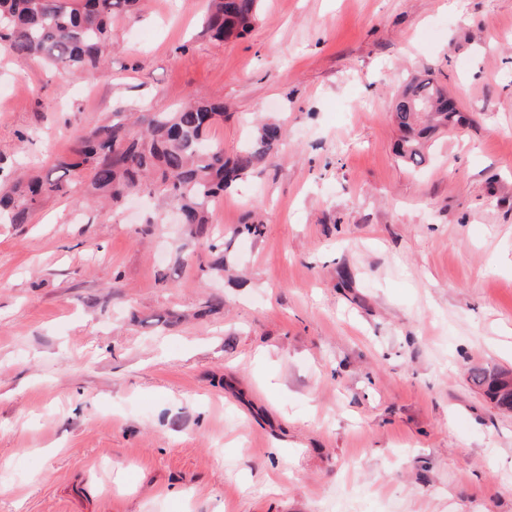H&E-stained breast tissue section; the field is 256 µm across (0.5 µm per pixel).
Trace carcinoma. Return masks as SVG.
<instances>
[{"label": "carcinoma", "instance_id": "1", "mask_svg": "<svg viewBox=\"0 0 512 512\" xmlns=\"http://www.w3.org/2000/svg\"><path fill=\"white\" fill-rule=\"evenodd\" d=\"M139 0H0V56L36 59L75 75L100 68L112 47V22L134 14ZM260 0H209L202 33L210 38H242L258 19ZM392 116L402 136L398 157L414 168L426 162L435 132L461 126L466 117L429 74L414 76L394 102ZM224 120V101L196 95L171 112H136L131 103L112 119L75 138L71 157L50 159V167L0 190V216L11 224L30 222L48 197L84 195L112 205L148 192L183 216L189 234L214 248L212 203L248 173L272 162L285 130L264 123L232 158L207 138ZM496 407L512 410L507 372L471 370Z\"/></svg>", "mask_w": 512, "mask_h": 512}]
</instances>
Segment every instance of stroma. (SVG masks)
<instances>
[{
  "label": "stroma",
  "instance_id": "35a3bbf8",
  "mask_svg": "<svg viewBox=\"0 0 512 512\" xmlns=\"http://www.w3.org/2000/svg\"><path fill=\"white\" fill-rule=\"evenodd\" d=\"M139 8L101 69L0 59V187L121 99H223L229 156L286 136L212 251L147 197L0 223V512H512V413L469 379L512 370V0H262L224 42L207 0ZM424 71L468 122L412 169Z\"/></svg>",
  "mask_w": 512,
  "mask_h": 512
}]
</instances>
